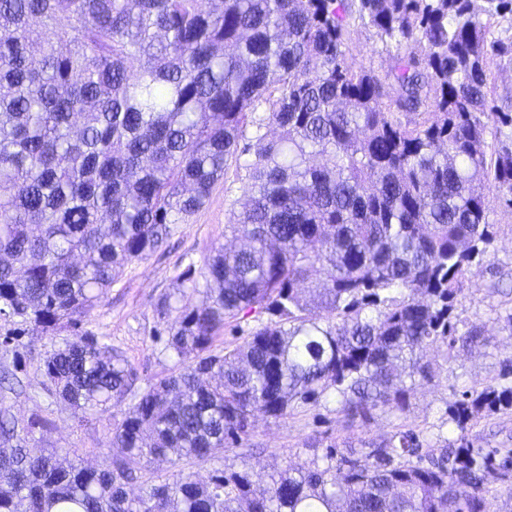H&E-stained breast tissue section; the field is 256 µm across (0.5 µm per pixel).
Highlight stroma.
<instances>
[{"instance_id": "stroma-1", "label": "stroma", "mask_w": 512, "mask_h": 512, "mask_svg": "<svg viewBox=\"0 0 512 512\" xmlns=\"http://www.w3.org/2000/svg\"><path fill=\"white\" fill-rule=\"evenodd\" d=\"M395 54V48L383 46L370 32L359 30L348 42L346 59L353 68L383 75ZM243 198L241 180L218 183L192 221L178 226L168 250L128 266L86 317L85 330L120 351L136 367L139 387H148L182 368V361L167 350L159 331L177 318L182 307L200 303L202 295L182 285L179 275L187 266L202 267L215 246L230 242L231 205ZM490 220L496 232L494 265L473 269L456 306L460 319L483 326L488 343L459 352L449 363L432 357L435 376L428 382H416L406 413L379 410L367 423H352L331 397L318 406L295 409L279 421L259 414L240 447L225 449L218 461L184 460L176 467L155 461L148 466L151 475L169 479L180 469L205 480L220 466L248 471L254 482L262 484L273 467H309L314 458L312 442H336L363 454L369 443L389 438L401 427L420 433L431 444L441 434L449 442L463 440L476 448H512V409L480 415L463 430L448 420L449 405L463 391L497 381L505 360L512 358V332L505 327V318L512 313V212L495 209ZM166 299L171 306L165 311L161 305ZM52 347L50 337L26 335L20 337L18 346L0 349V367L18 366L24 384L22 393L0 394V406L21 420L35 413L45 417L48 425L36 432L34 439L42 447L56 449L62 463H69L68 451L75 448L84 467L105 469L114 453L112 424L123 418L127 406L116 405L111 414L86 421L52 396L38 370L40 358Z\"/></svg>"}]
</instances>
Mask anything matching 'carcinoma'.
Wrapping results in <instances>:
<instances>
[{
  "label": "carcinoma",
  "mask_w": 512,
  "mask_h": 512,
  "mask_svg": "<svg viewBox=\"0 0 512 512\" xmlns=\"http://www.w3.org/2000/svg\"><path fill=\"white\" fill-rule=\"evenodd\" d=\"M0 0V338L60 336L46 388L84 414L128 402L111 468L65 467L29 442L47 425L0 409V512H492L512 450L424 449L398 431L362 460L338 444L307 471L143 478L156 458L211 460L334 396L352 421L403 413L411 383L485 341L456 314L512 209V112L484 66L512 0ZM360 25L397 49L385 76L345 58ZM251 160L240 164L242 155ZM325 163L317 165L315 158ZM245 170L243 209L201 271V302L167 326L185 363L144 390L83 329L125 269ZM254 316L242 343L212 345ZM512 408L501 381L462 392L463 430ZM141 480L131 497L126 485Z\"/></svg>",
  "instance_id": "1"
}]
</instances>
